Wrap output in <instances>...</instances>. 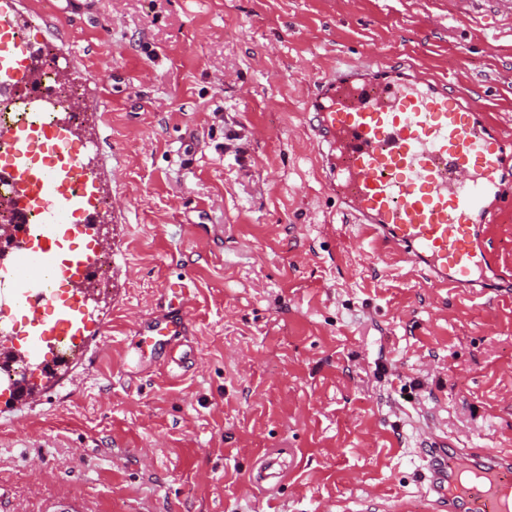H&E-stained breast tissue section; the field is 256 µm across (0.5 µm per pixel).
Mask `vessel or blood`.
<instances>
[{"label": "vessel or blood", "mask_w": 512, "mask_h": 512, "mask_svg": "<svg viewBox=\"0 0 512 512\" xmlns=\"http://www.w3.org/2000/svg\"><path fill=\"white\" fill-rule=\"evenodd\" d=\"M31 24L22 0H0V96L16 109L52 116L0 127L9 147L0 179L12 186L10 207L44 214L42 233L0 267V288L32 315L27 354L38 359L55 337L71 336L82 349L88 336L103 332L89 278L109 247L104 229L115 216L100 205L112 193L101 177L102 102L21 89L39 65L33 45L19 36ZM304 110L329 187L370 236L425 266L433 286L483 283L498 260L488 245L491 228L512 209V139L480 103L404 62L345 61L319 80ZM89 230L97 251L65 250L66 236ZM171 292L167 311L137 333L172 357L192 299L183 286ZM286 471L279 458H268L249 482L273 489ZM432 490L442 512H512V455L449 449L433 468Z\"/></svg>", "instance_id": "1"}]
</instances>
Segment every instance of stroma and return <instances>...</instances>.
I'll return each mask as SVG.
<instances>
[{"label": "stroma", "instance_id": "stroma-1", "mask_svg": "<svg viewBox=\"0 0 512 512\" xmlns=\"http://www.w3.org/2000/svg\"><path fill=\"white\" fill-rule=\"evenodd\" d=\"M104 97L120 216L86 354L0 382V512H426L444 448L512 452V214L487 287L365 236L302 113L337 61L463 86L512 138V9L448 0H23ZM132 280H125L126 267ZM193 301L187 358L135 334ZM280 454L262 496L247 476Z\"/></svg>", "mask_w": 512, "mask_h": 512}]
</instances>
